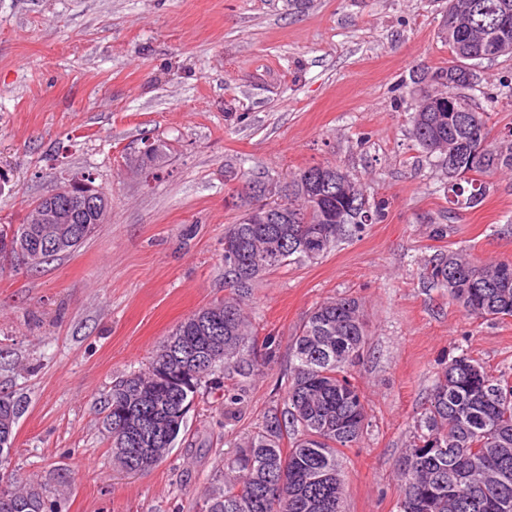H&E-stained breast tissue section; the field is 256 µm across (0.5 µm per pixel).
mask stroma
Returning <instances> with one entry per match:
<instances>
[{
    "instance_id": "stroma-1",
    "label": "stroma",
    "mask_w": 512,
    "mask_h": 512,
    "mask_svg": "<svg viewBox=\"0 0 512 512\" xmlns=\"http://www.w3.org/2000/svg\"><path fill=\"white\" fill-rule=\"evenodd\" d=\"M448 0H0V224L82 173L112 197L76 251L0 269V388L24 396L9 466L58 512H200L234 446L281 403L292 338L319 303L357 298L367 344L351 375L368 426L343 451V512H398L400 460L437 375L460 354L512 374V317L467 316L426 278L441 250L512 261V174L482 207L449 212L442 159L408 135L414 92L447 65ZM472 94L512 128V56L483 63ZM166 144L137 172L141 151ZM333 163L361 180L383 221L322 260L266 275L247 306L277 358L224 390H199L157 466L112 464L101 428L113 381L146 367L224 288V227L237 172L287 180ZM447 225L433 238L430 226Z\"/></svg>"
}]
</instances>
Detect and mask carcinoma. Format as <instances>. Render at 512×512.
Returning a JSON list of instances; mask_svg holds the SVG:
<instances>
[{
	"label": "carcinoma",
	"mask_w": 512,
	"mask_h": 512,
	"mask_svg": "<svg viewBox=\"0 0 512 512\" xmlns=\"http://www.w3.org/2000/svg\"><path fill=\"white\" fill-rule=\"evenodd\" d=\"M476 2L475 22L460 30L454 19L459 5ZM512 0H448L439 34L451 59L431 74L452 79L463 68L478 71L485 60L512 53V35L492 36L501 19L500 4ZM474 83L449 86L457 111L435 123L432 91L419 94L409 134L424 153L443 155L456 175L448 180V203L460 209L480 207L489 193L483 177L512 172V138L487 142L488 107L467 94ZM318 166L288 177V220L252 224L247 214L224 229L221 301L187 316L166 339L144 371L112 382L104 404L102 428L110 441L112 463L126 472L155 466L185 430L186 415L202 384L234 374L249 379L275 360L277 340L259 341L245 311L252 288L291 263H316L336 245L384 217V205L369 204L353 174L334 166L359 193L348 197L341 185L328 189L324 206L306 196L320 191L312 180ZM14 230L18 239L38 238L39 224H1L0 238ZM428 278L448 291L451 301L472 317H512V262L480 263L463 249L439 252L427 262ZM366 325L360 303L337 297L317 305L293 339V363L283 406L268 414L259 430L238 446L227 465L224 484L204 499V512H343L345 482L341 449L362 435L364 396L348 368L363 354ZM25 411V399L0 389V449L13 445ZM146 420L168 428V446L152 458L137 457L139 430ZM289 447H284V441ZM404 496L399 512H512V382L494 377L461 354L436 378L413 444L401 462ZM11 495L24 512H57V504L39 485L14 478Z\"/></svg>",
	"instance_id": "1"
}]
</instances>
